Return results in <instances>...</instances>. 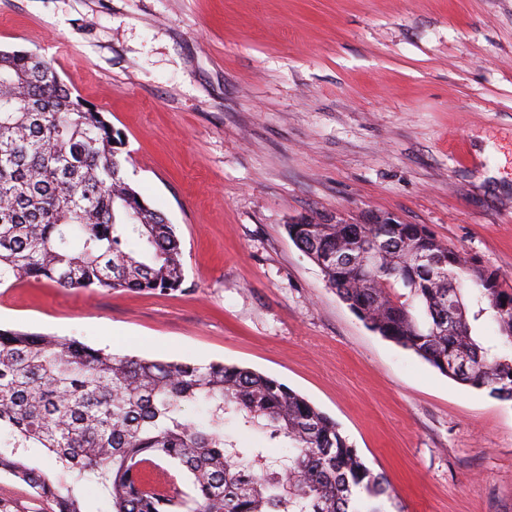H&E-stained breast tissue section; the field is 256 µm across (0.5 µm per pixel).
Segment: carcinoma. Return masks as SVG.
Returning a JSON list of instances; mask_svg holds the SVG:
<instances>
[{"mask_svg":"<svg viewBox=\"0 0 512 512\" xmlns=\"http://www.w3.org/2000/svg\"><path fill=\"white\" fill-rule=\"evenodd\" d=\"M122 134L50 62L0 48V281L60 288L182 287L173 225L122 171ZM368 329L455 382L512 401V289L419 224L287 225ZM494 327L499 346L482 343ZM207 407L204 421L187 408ZM287 448L224 434L226 417ZM42 448L66 480L32 465ZM175 468L159 489L147 466ZM0 472L58 512H386L374 472L334 419L278 379L236 364L118 355L0 328Z\"/></svg>","mask_w":512,"mask_h":512,"instance_id":"cac0c4a2","label":"carcinoma"}]
</instances>
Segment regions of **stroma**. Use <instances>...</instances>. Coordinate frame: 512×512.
<instances>
[{
    "mask_svg": "<svg viewBox=\"0 0 512 512\" xmlns=\"http://www.w3.org/2000/svg\"><path fill=\"white\" fill-rule=\"evenodd\" d=\"M125 138L180 290L0 284V326L232 363L335 419L404 512H512V402L370 331L289 238L426 226L512 288V0H0ZM0 512H54L0 473Z\"/></svg>",
    "mask_w": 512,
    "mask_h": 512,
    "instance_id": "35a3bbf8",
    "label": "stroma"
}]
</instances>
